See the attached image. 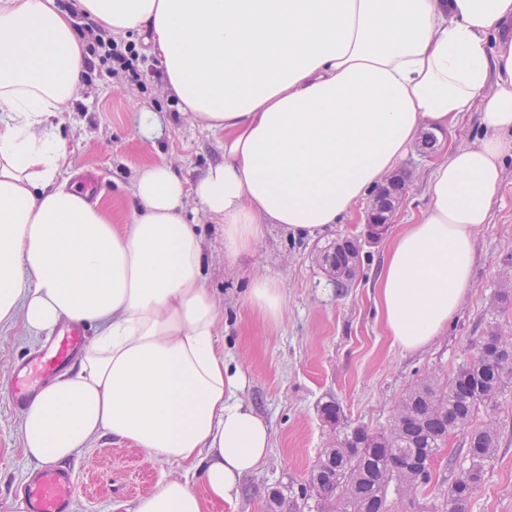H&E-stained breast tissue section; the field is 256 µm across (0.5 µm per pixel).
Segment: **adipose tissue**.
<instances>
[{"mask_svg": "<svg viewBox=\"0 0 512 512\" xmlns=\"http://www.w3.org/2000/svg\"><path fill=\"white\" fill-rule=\"evenodd\" d=\"M106 31L152 36L182 111L224 134L195 183L137 173L118 226L63 173L59 116L86 42L56 0H0V325L97 326L69 373L23 411L26 452L70 457L104 435L194 467L132 512L233 501L270 448L216 346L218 300L186 200L252 250L266 225L316 235L384 183L427 128L481 109L484 135L434 165L429 204L393 240L376 283L393 344H430L471 283L474 241L512 158V0H78Z\"/></svg>", "mask_w": 512, "mask_h": 512, "instance_id": "ef3b65f1", "label": "adipose tissue"}]
</instances>
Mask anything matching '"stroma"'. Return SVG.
Here are the masks:
<instances>
[{"label": "stroma", "mask_w": 512, "mask_h": 512, "mask_svg": "<svg viewBox=\"0 0 512 512\" xmlns=\"http://www.w3.org/2000/svg\"><path fill=\"white\" fill-rule=\"evenodd\" d=\"M118 41L135 44L141 55L138 84L109 78L99 65L86 69L71 110L62 115V130L68 177L92 174L94 199L106 207L113 223L125 224L132 217L134 182L142 167L164 162L195 182L209 165L223 161L224 136L200 127L165 91L146 34L133 31ZM138 106L158 113L163 127L159 137L138 134ZM482 134L481 114L474 111L454 134H438L431 153L422 156L414 150L404 158L398 168L406 176L404 202L387 235L364 244L360 273L341 291L321 267L319 254L336 239L360 233L363 210L314 237L291 238L278 225H268L252 252L234 258L224 252L223 225L198 218L205 284L219 300L217 344L226 364L244 375L237 398L254 408L271 435L267 456L243 477L237 498L208 506L207 512H270L272 492L284 494L304 484L326 446L322 403L338 401L348 426L385 430L398 400L416 379L431 375L446 384L467 359L473 340L496 329L512 330V297L502 295L504 276L512 273V160L491 204L490 222L475 238L472 284L441 335L418 351L393 345L376 302L375 285L393 234L414 223L429 203L434 163L450 144L473 145ZM258 275L284 288L279 324H270L248 306L249 288ZM40 343L22 322L0 326V512H21V490L42 468L24 451L20 414L8 401L16 363ZM496 416L499 447L465 512H512V387L501 395ZM465 440V432L452 434L432 463V484L414 500L391 498L392 512H432L454 479L448 456L463 448ZM65 463L73 473L74 512H131L167 478L199 482L187 465L147 456L109 435L77 450Z\"/></svg>", "instance_id": "1"}]
</instances>
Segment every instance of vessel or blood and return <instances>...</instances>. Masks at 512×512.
Wrapping results in <instances>:
<instances>
[{
	"mask_svg": "<svg viewBox=\"0 0 512 512\" xmlns=\"http://www.w3.org/2000/svg\"><path fill=\"white\" fill-rule=\"evenodd\" d=\"M85 349L82 325H62L44 346L16 367L17 381L9 401L18 410L25 409L38 388L64 370ZM74 481L61 467L42 469L23 487V512H72Z\"/></svg>",
	"mask_w": 512,
	"mask_h": 512,
	"instance_id": "vessel-or-blood-1",
	"label": "vessel or blood"
}]
</instances>
